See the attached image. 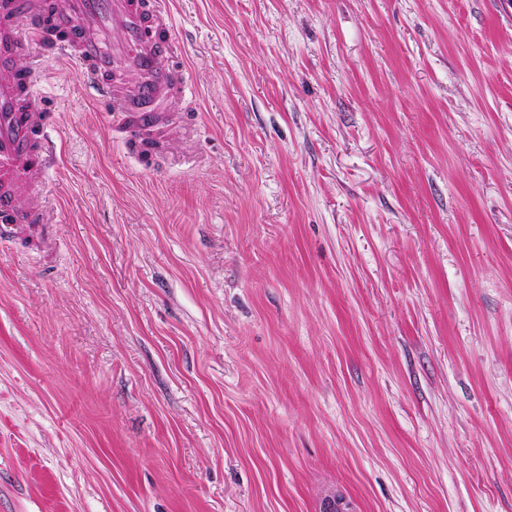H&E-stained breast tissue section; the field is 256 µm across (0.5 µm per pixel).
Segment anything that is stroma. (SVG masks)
<instances>
[{"instance_id":"35a3bbf8","label":"stroma","mask_w":512,"mask_h":512,"mask_svg":"<svg viewBox=\"0 0 512 512\" xmlns=\"http://www.w3.org/2000/svg\"><path fill=\"white\" fill-rule=\"evenodd\" d=\"M167 159L49 64L0 246V512H512V0H171Z\"/></svg>"}]
</instances>
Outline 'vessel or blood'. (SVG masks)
<instances>
[{
    "instance_id": "b4317fda",
    "label": "vessel or blood",
    "mask_w": 512,
    "mask_h": 512,
    "mask_svg": "<svg viewBox=\"0 0 512 512\" xmlns=\"http://www.w3.org/2000/svg\"><path fill=\"white\" fill-rule=\"evenodd\" d=\"M111 33V47L102 36ZM168 0H0V243L54 248L47 208H36L49 161L51 121L38 103L47 61L73 64L127 139H162L187 78L173 64Z\"/></svg>"
}]
</instances>
